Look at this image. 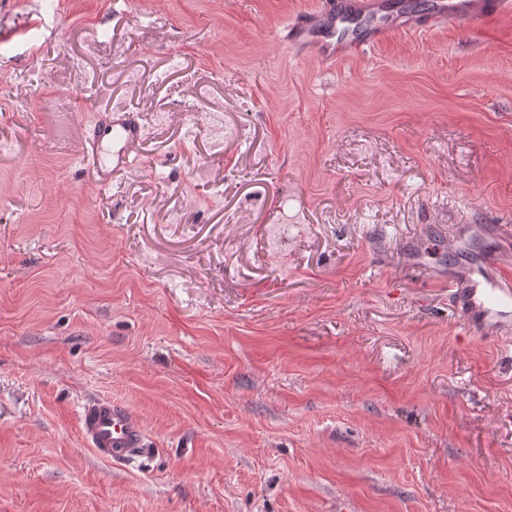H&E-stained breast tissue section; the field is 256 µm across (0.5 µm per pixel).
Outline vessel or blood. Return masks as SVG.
<instances>
[{"instance_id": "b4317fda", "label": "vessel or blood", "mask_w": 512, "mask_h": 512, "mask_svg": "<svg viewBox=\"0 0 512 512\" xmlns=\"http://www.w3.org/2000/svg\"><path fill=\"white\" fill-rule=\"evenodd\" d=\"M512 7V0H431L429 15L420 20L427 28L440 20H478ZM393 22L379 0L356 10L346 0H326L313 18H301L289 27L291 40L314 43L324 58L339 50L369 45L388 31ZM143 137L137 115L103 113L95 121L83 158L94 182L109 186L113 175L132 164V147ZM452 307L463 320L466 332L496 333L512 321V266L499 252L485 254L471 263L465 276L449 286ZM83 434L102 459L122 461L142 446V429L121 406L109 400L89 402L82 413Z\"/></svg>"}]
</instances>
